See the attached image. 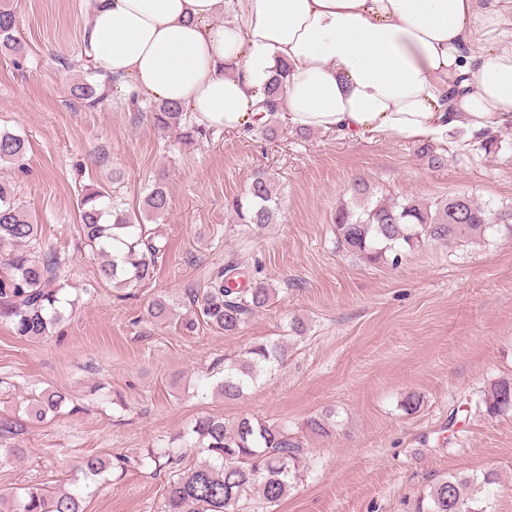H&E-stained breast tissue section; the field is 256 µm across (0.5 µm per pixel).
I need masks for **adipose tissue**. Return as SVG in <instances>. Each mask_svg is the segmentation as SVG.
Here are the masks:
<instances>
[{
    "label": "adipose tissue",
    "instance_id": "ef3b65f1",
    "mask_svg": "<svg viewBox=\"0 0 512 512\" xmlns=\"http://www.w3.org/2000/svg\"><path fill=\"white\" fill-rule=\"evenodd\" d=\"M95 0L83 54L128 100L178 102L197 124L246 132L280 63L294 128L442 141L512 125V44L472 48L476 16L512 0Z\"/></svg>",
    "mask_w": 512,
    "mask_h": 512
}]
</instances>
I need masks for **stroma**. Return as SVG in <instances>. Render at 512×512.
<instances>
[{"mask_svg":"<svg viewBox=\"0 0 512 512\" xmlns=\"http://www.w3.org/2000/svg\"><path fill=\"white\" fill-rule=\"evenodd\" d=\"M11 3L23 54L0 52V127L25 135L30 150L25 169L0 165V183L36 217L43 249L66 253L76 283L94 281L95 261L76 247L86 187L135 208L164 173L172 208L157 222L168 251L152 283L125 298L98 286L38 343L0 324V422L23 419L40 391L69 399L14 439L23 457L0 456V493L40 485L81 492L84 512H164L168 470L121 471L118 457L167 445L204 415L295 429L327 412L333 433L307 436V464L273 512H414L440 476L489 471L499 478L490 512H512V410L478 406L482 391L512 378V237L433 244L395 268L338 250L333 225L360 179L382 198L468 193L512 206V126L490 155L467 132L449 134L442 168L415 141L301 137L284 123L272 140L219 129L175 149L115 92L94 109L71 95L74 83L97 80L82 53L86 0ZM259 171L274 176L281 209L278 223L253 231L231 204ZM228 261L277 290L236 335L147 321L155 298L185 300ZM296 319L304 332L288 334ZM282 335L288 356L277 371L240 399L217 392L216 359ZM410 395L420 399L411 414ZM90 456L106 471L85 474Z\"/></svg>","mask_w":512,"mask_h":512,"instance_id":"obj_1","label":"stroma"}]
</instances>
